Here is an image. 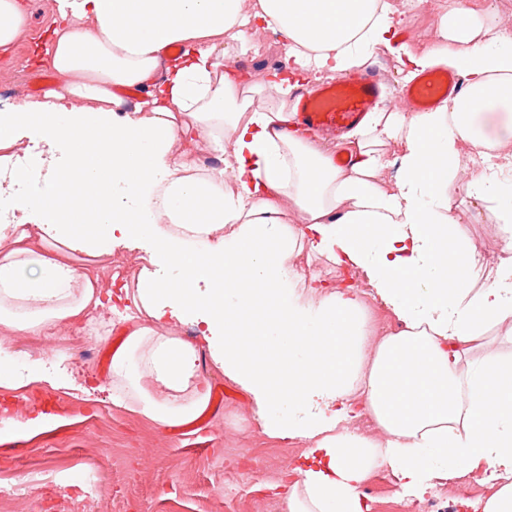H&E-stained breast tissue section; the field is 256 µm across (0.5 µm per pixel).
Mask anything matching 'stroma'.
Returning a JSON list of instances; mask_svg holds the SVG:
<instances>
[{
  "instance_id": "obj_1",
  "label": "stroma",
  "mask_w": 512,
  "mask_h": 512,
  "mask_svg": "<svg viewBox=\"0 0 512 512\" xmlns=\"http://www.w3.org/2000/svg\"><path fill=\"white\" fill-rule=\"evenodd\" d=\"M403 35L419 49L435 40L439 19L455 0H394ZM49 23L35 11L28 34L13 54L0 56V105L42 94L57 83L48 69L34 66L32 51ZM448 207L462 216L458 233L480 253L512 241V224L496 217L493 205H476L450 191ZM120 336L97 319L79 332L54 338L56 358L78 380L98 387L92 402L74 400L38 385L14 391L0 387V410L15 419L44 410L46 397L65 424L34 437L20 433L0 441L8 456L0 470V512H266L279 499L269 485L289 470L300 445L262 435L247 398L211 363L202 375L211 392L224 395L214 415L159 429L112 403L108 351Z\"/></svg>"
}]
</instances>
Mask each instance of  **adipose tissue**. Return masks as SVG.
I'll return each instance as SVG.
<instances>
[{"label":"adipose tissue","mask_w":512,"mask_h":512,"mask_svg":"<svg viewBox=\"0 0 512 512\" xmlns=\"http://www.w3.org/2000/svg\"><path fill=\"white\" fill-rule=\"evenodd\" d=\"M35 56L57 87L0 108V329L52 336L131 304L110 359L112 402L160 429L207 413L201 361L247 397L263 433L302 449L286 512H372L366 479L388 468L413 503L462 471L495 488L483 512H512V359L462 368L486 327L512 341V257L485 268L453 236L448 190L512 223V8L467 0L441 16L435 47L398 32L391 0H48ZM31 28L30 0H0V55ZM285 72L226 65L266 31ZM398 63L402 82L445 70L460 94L421 111L368 113L339 166L295 120L296 89ZM143 93L140 102L132 93ZM395 146L394 181L381 179ZM216 152L213 163L201 155ZM497 161L461 178L474 149ZM215 203L205 223L193 200ZM297 212L298 223L288 221ZM134 253L133 282L77 273ZM360 278L325 289L294 275L296 253ZM242 273L216 288L218 269ZM399 330L368 340L359 288ZM192 323L202 343L177 336ZM39 384L92 401L58 362L0 354V385ZM379 435L348 426L355 395Z\"/></svg>","instance_id":"adipose-tissue-1"}]
</instances>
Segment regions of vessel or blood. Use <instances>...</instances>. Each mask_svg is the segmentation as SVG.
Masks as SVG:
<instances>
[{"mask_svg":"<svg viewBox=\"0 0 512 512\" xmlns=\"http://www.w3.org/2000/svg\"><path fill=\"white\" fill-rule=\"evenodd\" d=\"M457 88L458 82L453 76L429 73L406 88L402 97L410 106L427 107ZM380 94L378 75L363 71L347 80L299 92L296 96L297 120L310 130L343 133L362 121Z\"/></svg>","mask_w":512,"mask_h":512,"instance_id":"vessel-or-blood-1","label":"vessel or blood"}]
</instances>
